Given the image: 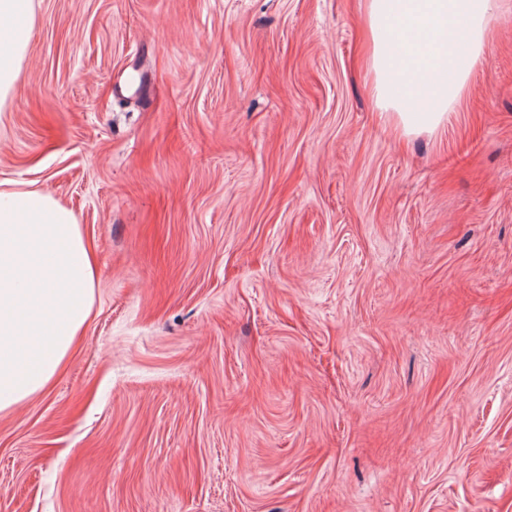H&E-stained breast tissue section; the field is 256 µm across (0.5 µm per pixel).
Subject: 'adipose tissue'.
I'll return each instance as SVG.
<instances>
[{
  "label": "adipose tissue",
  "instance_id": "ef3b65f1",
  "mask_svg": "<svg viewBox=\"0 0 512 512\" xmlns=\"http://www.w3.org/2000/svg\"><path fill=\"white\" fill-rule=\"evenodd\" d=\"M371 91L405 138L443 127L484 53L497 0H363ZM32 0H0V107L27 57ZM96 261L74 212L49 193L0 191V412L43 391L76 348Z\"/></svg>",
  "mask_w": 512,
  "mask_h": 512
}]
</instances>
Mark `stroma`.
Listing matches in <instances>:
<instances>
[{
    "label": "stroma",
    "mask_w": 512,
    "mask_h": 512,
    "mask_svg": "<svg viewBox=\"0 0 512 512\" xmlns=\"http://www.w3.org/2000/svg\"><path fill=\"white\" fill-rule=\"evenodd\" d=\"M33 9L0 187L97 279L0 412V512H512V0L410 141L359 0Z\"/></svg>",
    "instance_id": "35a3bbf8"
}]
</instances>
